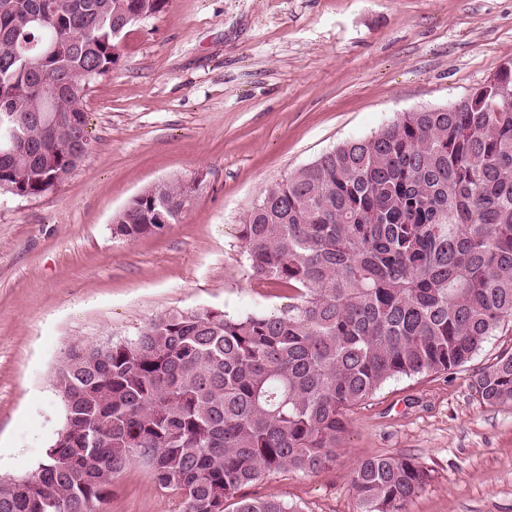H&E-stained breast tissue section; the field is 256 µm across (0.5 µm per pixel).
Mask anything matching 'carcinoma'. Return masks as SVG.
Masks as SVG:
<instances>
[{
    "mask_svg": "<svg viewBox=\"0 0 512 512\" xmlns=\"http://www.w3.org/2000/svg\"><path fill=\"white\" fill-rule=\"evenodd\" d=\"M41 2L0 12V121L24 143L0 151V189L21 197L70 177L67 142L89 150L84 98L71 87L87 68L117 64L112 25L169 0H58L48 24L32 27ZM501 89L403 112L265 187L240 240L252 279L288 289V309H172L131 340L71 345L54 374L61 430L31 475L0 479V512H102L139 462L180 512H301L236 493L265 473L329 467L348 415L384 383L450 374L512 321V100ZM45 94L77 121L38 123L30 102ZM199 189L179 178L145 188L112 237L155 234L154 212ZM470 389L511 405L512 353ZM428 480L412 457L378 456L355 464L350 486L360 512H406Z\"/></svg>",
    "mask_w": 512,
    "mask_h": 512,
    "instance_id": "carcinoma-1",
    "label": "carcinoma"
}]
</instances>
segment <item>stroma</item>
Returning <instances> with one entry per match:
<instances>
[{
  "mask_svg": "<svg viewBox=\"0 0 512 512\" xmlns=\"http://www.w3.org/2000/svg\"><path fill=\"white\" fill-rule=\"evenodd\" d=\"M512 58V0H169L131 26L84 99L91 146L61 186L0 194V479L30 475L63 424L54 372L75 342L135 337L171 309L231 316L289 304L251 279L239 238L263 189L402 112L441 108ZM202 175L178 223L132 242L113 217L143 189ZM512 353L497 329L452 375L392 379L348 417L334 464L243 486L303 512H358L350 472L417 459L407 512H512V405L469 384ZM104 512H178L149 468L116 480Z\"/></svg>",
  "mask_w": 512,
  "mask_h": 512,
  "instance_id": "obj_1",
  "label": "stroma"
}]
</instances>
